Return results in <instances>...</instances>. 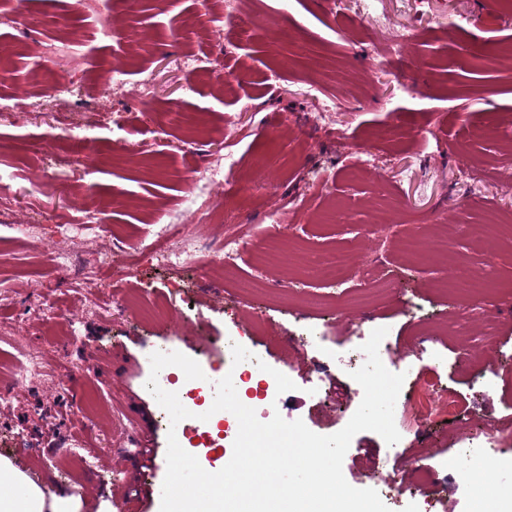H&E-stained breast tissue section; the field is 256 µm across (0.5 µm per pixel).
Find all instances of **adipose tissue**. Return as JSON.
I'll return each instance as SVG.
<instances>
[{"label": "adipose tissue", "instance_id": "obj_1", "mask_svg": "<svg viewBox=\"0 0 512 512\" xmlns=\"http://www.w3.org/2000/svg\"><path fill=\"white\" fill-rule=\"evenodd\" d=\"M83 496L75 491H50L0 458V512H84Z\"/></svg>", "mask_w": 512, "mask_h": 512}]
</instances>
